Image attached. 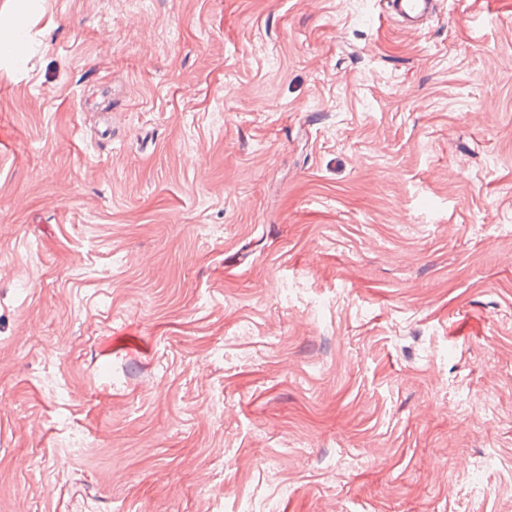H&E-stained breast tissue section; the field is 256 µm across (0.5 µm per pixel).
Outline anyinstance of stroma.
Returning a JSON list of instances; mask_svg holds the SVG:
<instances>
[{"instance_id": "obj_1", "label": "stroma", "mask_w": 512, "mask_h": 512, "mask_svg": "<svg viewBox=\"0 0 512 512\" xmlns=\"http://www.w3.org/2000/svg\"><path fill=\"white\" fill-rule=\"evenodd\" d=\"M18 16L0 512H512V0ZM437 0H386V15L400 24L424 25L435 12Z\"/></svg>"}]
</instances>
